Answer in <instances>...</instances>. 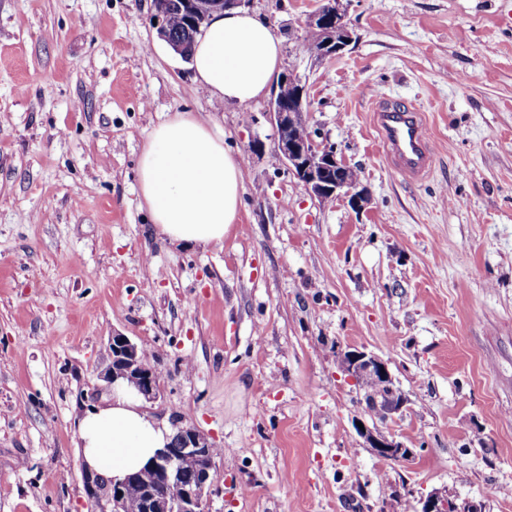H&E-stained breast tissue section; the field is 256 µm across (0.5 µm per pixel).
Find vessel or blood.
Returning <instances> with one entry per match:
<instances>
[{"label":"vessel or blood","mask_w":512,"mask_h":512,"mask_svg":"<svg viewBox=\"0 0 512 512\" xmlns=\"http://www.w3.org/2000/svg\"><path fill=\"white\" fill-rule=\"evenodd\" d=\"M373 123L385 149V157L396 172L406 178H426L435 154L421 111L415 106L387 101L376 95Z\"/></svg>","instance_id":"obj_1"}]
</instances>
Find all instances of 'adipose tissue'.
I'll use <instances>...</instances> for the list:
<instances>
[{
    "instance_id": "obj_1",
    "label": "adipose tissue",
    "mask_w": 512,
    "mask_h": 512,
    "mask_svg": "<svg viewBox=\"0 0 512 512\" xmlns=\"http://www.w3.org/2000/svg\"><path fill=\"white\" fill-rule=\"evenodd\" d=\"M281 63V43L271 27L233 9L210 18L195 44L191 68L204 93L246 104L269 93ZM138 181L142 203L169 242L219 245L238 219L240 164L225 148L221 130L194 113H173L154 128L139 157ZM171 435L123 385L77 424L86 466L114 480L145 467Z\"/></svg>"
}]
</instances>
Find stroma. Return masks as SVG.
<instances>
[{"mask_svg": "<svg viewBox=\"0 0 512 512\" xmlns=\"http://www.w3.org/2000/svg\"><path fill=\"white\" fill-rule=\"evenodd\" d=\"M317 0H249L306 82L304 119L368 193L322 201L278 158L269 100L199 91L153 0H0V512H98L76 427L111 397L112 335L152 356L146 409L222 453L207 512H392L431 491L512 512V0H345L358 38L316 58ZM381 90L422 111L428 178L393 170ZM194 112L242 161L223 244L170 243L141 206L153 129ZM408 402L367 418L340 356ZM410 448L377 457L356 426ZM341 370L355 382L371 374L380 381L379 388H365V409L382 422L395 420L406 406L407 399L397 386L385 361L366 351L352 350L342 354Z\"/></svg>", "mask_w": 512, "mask_h": 512, "instance_id": "obj_1", "label": "stroma"}]
</instances>
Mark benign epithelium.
Listing matches in <instances>:
<instances>
[{
	"instance_id": "benign-epithelium-1",
	"label": "benign epithelium",
	"mask_w": 512,
	"mask_h": 512,
	"mask_svg": "<svg viewBox=\"0 0 512 512\" xmlns=\"http://www.w3.org/2000/svg\"><path fill=\"white\" fill-rule=\"evenodd\" d=\"M249 0H187L190 24L199 28L215 11L242 6ZM157 34L171 50L183 54V46L170 40L168 12L160 5L156 8ZM300 27L315 39L308 48L318 57H329L344 51L357 34L350 27L343 0H319L318 7ZM280 83L293 86L288 101H283L280 90L273 91L269 115L278 135L280 160L316 198L326 200L345 195L350 203L360 208L368 201L364 187L350 182L345 172L348 164L336 158L333 148L314 140L303 120L306 110V88L303 78L294 68L282 74ZM111 362L104 374L110 385L123 381L133 386L146 400L159 394V378L154 367L143 360L138 344L123 335H115L109 342ZM341 370L354 381L370 374L380 381L376 389H364L365 409L382 422L395 419L406 406L407 399L397 386L385 361L366 351L352 350L342 354ZM367 447L387 459H409L413 449L388 438L367 426L359 430ZM214 445L194 425L178 428L170 444L160 449L151 464L119 482H112L107 493L100 492L98 474L83 469L82 476L87 495L100 506V512H206V499L212 486L215 466ZM189 461L195 466L188 472L181 463ZM175 486V497L158 495L154 486ZM416 512H482L480 505L471 501L459 502L448 494L435 491L417 500Z\"/></svg>"
}]
</instances>
